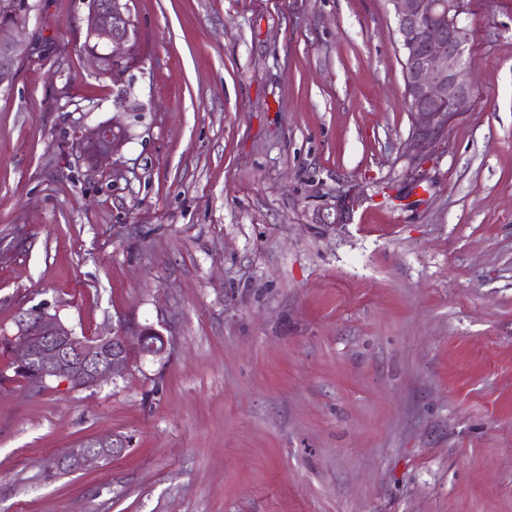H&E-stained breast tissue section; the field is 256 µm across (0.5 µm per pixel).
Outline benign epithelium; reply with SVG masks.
Instances as JSON below:
<instances>
[{
  "mask_svg": "<svg viewBox=\"0 0 512 512\" xmlns=\"http://www.w3.org/2000/svg\"><path fill=\"white\" fill-rule=\"evenodd\" d=\"M397 16L398 41L403 53L405 97L413 118L411 143L422 152L448 131L462 105L472 96L473 84L465 61L468 29L461 22L467 0H391ZM29 14L0 24V56L15 62L27 51L13 31ZM89 39L98 49L88 57L100 73L120 81L132 52L128 4L124 0H89L85 17ZM80 158L90 167L115 154L125 131L112 122L83 126L74 133ZM356 197H336V224L346 221ZM15 330L0 337L11 355L14 375L30 385L59 380L73 389H88L114 380L136 357L161 358L167 340L150 342L161 332L153 326H128L110 336H79L59 314L46 307L20 311ZM130 441L123 435L104 434L62 450L54 459L57 472H79L95 462L109 461Z\"/></svg>",
  "mask_w": 512,
  "mask_h": 512,
  "instance_id": "benign-epithelium-1",
  "label": "benign epithelium"
}]
</instances>
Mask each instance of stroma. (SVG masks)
<instances>
[{
	"label": "stroma",
	"mask_w": 512,
	"mask_h": 512,
	"mask_svg": "<svg viewBox=\"0 0 512 512\" xmlns=\"http://www.w3.org/2000/svg\"><path fill=\"white\" fill-rule=\"evenodd\" d=\"M0 88V332L151 325L101 386H0V512H512V0L410 145L391 0H128L123 80L85 0H29ZM116 121L101 168L72 134ZM361 198L334 225L336 196ZM129 452L69 475L75 441Z\"/></svg>",
	"instance_id": "1"
}]
</instances>
